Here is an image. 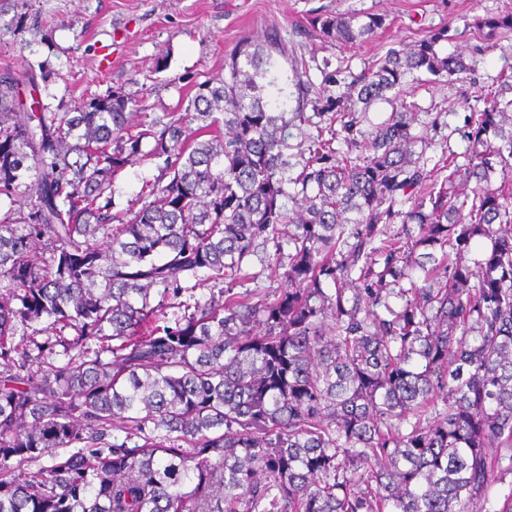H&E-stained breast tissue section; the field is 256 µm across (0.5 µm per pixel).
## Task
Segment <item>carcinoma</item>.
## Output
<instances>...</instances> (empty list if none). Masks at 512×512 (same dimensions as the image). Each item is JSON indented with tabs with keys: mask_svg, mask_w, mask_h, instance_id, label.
I'll return each mask as SVG.
<instances>
[{
	"mask_svg": "<svg viewBox=\"0 0 512 512\" xmlns=\"http://www.w3.org/2000/svg\"><path fill=\"white\" fill-rule=\"evenodd\" d=\"M313 24L331 45L387 26ZM478 27L491 39L512 15ZM448 33L390 48L337 95L343 69L324 59L314 87L273 30L184 117L136 131L132 93L17 114L0 79V195L29 180L28 212L0 217V512L487 509L488 449L512 448V74L461 156L389 96L468 69L437 50ZM376 101L393 104L378 122ZM149 159L163 166L141 207L113 211L115 175ZM284 238L266 270L287 287L237 291ZM198 277L209 297L181 300Z\"/></svg>",
	"mask_w": 512,
	"mask_h": 512,
	"instance_id": "carcinoma-1",
	"label": "carcinoma"
}]
</instances>
